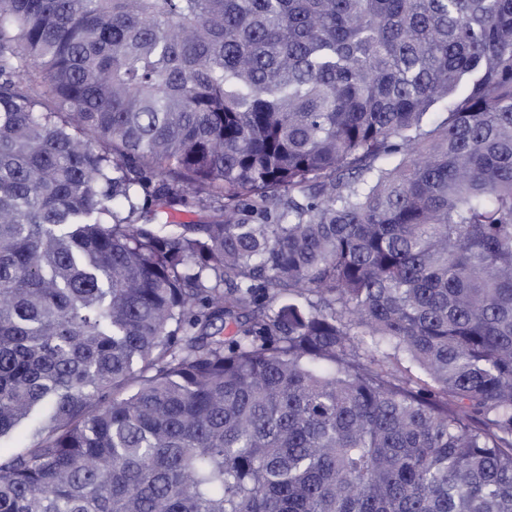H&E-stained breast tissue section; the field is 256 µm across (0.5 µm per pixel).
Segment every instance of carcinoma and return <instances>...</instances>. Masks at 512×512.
I'll list each match as a JSON object with an SVG mask.
<instances>
[{
  "label": "carcinoma",
  "instance_id": "obj_1",
  "mask_svg": "<svg viewBox=\"0 0 512 512\" xmlns=\"http://www.w3.org/2000/svg\"><path fill=\"white\" fill-rule=\"evenodd\" d=\"M25 420L0 512H512V0H0ZM185 198V204L170 212L169 220L175 224H199L203 220V214L199 211L195 196L186 193Z\"/></svg>",
  "mask_w": 512,
  "mask_h": 512
}]
</instances>
